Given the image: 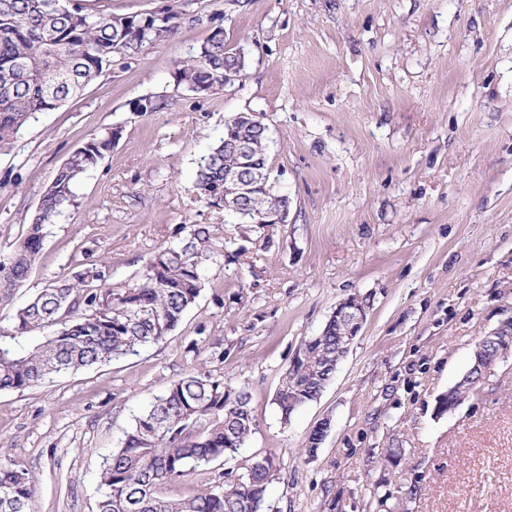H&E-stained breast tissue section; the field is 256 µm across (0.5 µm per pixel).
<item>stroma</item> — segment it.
Masks as SVG:
<instances>
[{
	"label": "stroma",
	"instance_id": "obj_1",
	"mask_svg": "<svg viewBox=\"0 0 512 512\" xmlns=\"http://www.w3.org/2000/svg\"><path fill=\"white\" fill-rule=\"evenodd\" d=\"M126 16L172 10L177 29L114 59L83 96L37 114L0 152V255L22 238L57 169L84 141L120 137L46 228L0 325L48 281L107 265L113 286L208 224L217 243L179 326L137 354L0 390V464L25 468L30 512H97L100 473L171 382L209 373L247 387L255 429L230 460L161 489L178 500L274 456L264 512H512V350L453 414L439 396L481 336L512 316V0H82ZM242 76L197 94L174 73L214 30ZM165 101L156 112L131 101ZM268 128L286 223L243 240L195 171L224 122ZM367 322L319 397L281 423L272 402L304 340L339 302ZM327 434L316 450L308 437ZM397 448V465L383 463Z\"/></svg>",
	"mask_w": 512,
	"mask_h": 512
}]
</instances>
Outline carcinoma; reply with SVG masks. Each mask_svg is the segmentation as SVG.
Here are the masks:
<instances>
[{
  "instance_id": "1",
  "label": "carcinoma",
  "mask_w": 512,
  "mask_h": 512,
  "mask_svg": "<svg viewBox=\"0 0 512 512\" xmlns=\"http://www.w3.org/2000/svg\"><path fill=\"white\" fill-rule=\"evenodd\" d=\"M164 21L144 40L120 16L86 12L79 0H0V152L13 147L36 114L55 110L95 82L117 56L131 58L175 30L176 15L162 11ZM236 48L215 30L197 56L175 73L177 85L198 94L224 88V71L235 65ZM243 139L252 157L268 169L267 128L228 120L219 144L203 156L196 172L200 201L215 203L224 191V169L240 161L235 142ZM112 134L96 135L77 147L56 172L13 251L0 257V304L10 301L38 258L45 226L74 196L80 177L112 151ZM284 197L263 191L264 214H274ZM180 243L160 250L146 264L141 283L116 288L104 265L84 268L74 276L46 285L13 322L0 326V338L14 339L45 327L55 331L25 352L0 345V390L26 389L60 374L104 364L134 354L164 339L181 322L203 288V270L214 257L210 225L184 224ZM344 340L336 325L312 337L299 350L298 377L284 372L274 404L288 423L303 405L317 398L336 372V356ZM475 377H462L451 396L468 398ZM251 394L210 374L186 375L155 398L125 433L100 473L103 494L98 512H261L278 466L265 456L244 471H226L218 485L194 496L167 500L159 490L168 481L235 457L255 426ZM32 496L28 473L18 465L0 467V512H29Z\"/></svg>"
}]
</instances>
